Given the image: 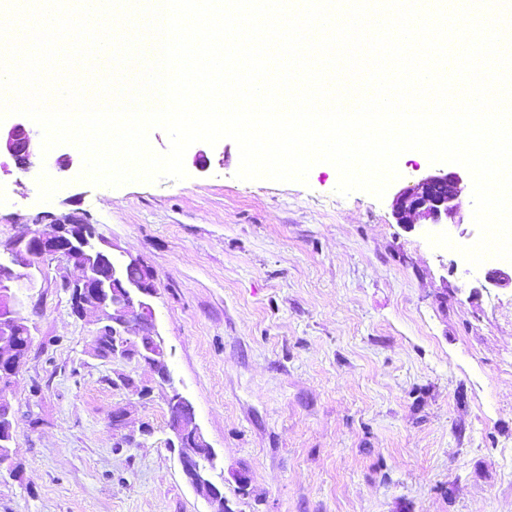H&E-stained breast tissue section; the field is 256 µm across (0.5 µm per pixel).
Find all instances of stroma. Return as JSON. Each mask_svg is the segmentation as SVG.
<instances>
[{
    "mask_svg": "<svg viewBox=\"0 0 512 512\" xmlns=\"http://www.w3.org/2000/svg\"><path fill=\"white\" fill-rule=\"evenodd\" d=\"M238 166L233 141L199 142L187 179L114 188L79 180L70 145L27 172L0 156L1 241L79 212L153 270L173 380L96 357L97 322L43 264L18 308L36 331L6 392L23 478L0 477V512H210L169 446L173 387L233 512H512V288L485 281L512 262L459 253L478 236L471 194L454 248H434L432 227L391 207L431 171L425 155H401L379 199L336 194L326 163L304 184L244 181Z\"/></svg>",
    "mask_w": 512,
    "mask_h": 512,
    "instance_id": "1",
    "label": "stroma"
}]
</instances>
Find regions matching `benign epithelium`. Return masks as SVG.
<instances>
[{"label": "benign epithelium", "mask_w": 512, "mask_h": 512, "mask_svg": "<svg viewBox=\"0 0 512 512\" xmlns=\"http://www.w3.org/2000/svg\"><path fill=\"white\" fill-rule=\"evenodd\" d=\"M5 150L18 169L29 170L40 158V142L22 121L0 127V150ZM467 188L456 172L438 169L400 188L392 200L396 223L443 226L456 214ZM95 225L71 213L53 219L45 230L29 231L0 243V363L5 379L14 380L25 366L14 337L28 321L20 317V294L33 287L34 272L46 261L62 270L60 287L70 297L73 313L82 318L90 311L101 314L112 308L113 355L136 357L158 368L162 381L171 383L164 363V342L155 329V312L149 301L156 291L155 275L139 259L113 253ZM79 271L76 276L69 268ZM172 446L178 449L182 473L188 484L212 507L211 512H232L221 485L213 479L216 453L205 440L193 404L172 389L168 396Z\"/></svg>", "instance_id": "obj_1"}]
</instances>
